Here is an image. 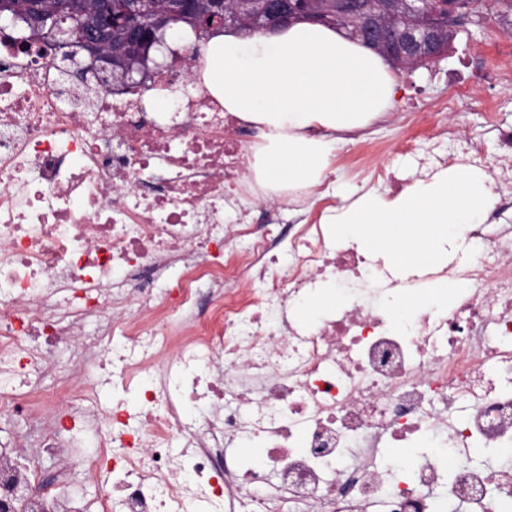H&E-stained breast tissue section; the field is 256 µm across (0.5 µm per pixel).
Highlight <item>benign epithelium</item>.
<instances>
[{"label":"benign epithelium","instance_id":"7a95c632","mask_svg":"<svg viewBox=\"0 0 512 512\" xmlns=\"http://www.w3.org/2000/svg\"><path fill=\"white\" fill-rule=\"evenodd\" d=\"M267 3V31L298 21L326 26L339 22L350 24L358 40L383 53L396 66L420 62L426 40L433 45V52L426 61H435L445 53L444 26L436 22L433 0H406L404 7L417 18L426 20V25L403 30L392 26L382 14L359 6V0H311L303 8L298 7L296 0H267ZM94 11L98 14L99 26L86 37L77 23L78 15L67 18L52 6L25 18L0 12V29L15 27L24 21L36 34L47 32L55 44L68 49L65 57L78 72L90 71L98 84L110 88L144 83L150 66H159L152 58L153 51L164 44L166 32L178 19L209 30L245 22L238 10L224 8V0H210L207 12L201 16L194 13L192 0H182L176 6H162L157 0H129L121 15L112 13V0H97ZM116 34L122 36V47L115 52L112 36ZM80 49L89 57L85 66L77 60Z\"/></svg>","mask_w":512,"mask_h":512}]
</instances>
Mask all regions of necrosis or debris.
Returning <instances> with one entry per match:
<instances>
[{"mask_svg": "<svg viewBox=\"0 0 512 512\" xmlns=\"http://www.w3.org/2000/svg\"><path fill=\"white\" fill-rule=\"evenodd\" d=\"M149 85L167 111L136 88L66 86L47 40L22 51L0 30V374L59 378L37 394L1 388L0 414L49 409L40 455H66L95 425L81 462L109 476L91 506L67 483L49 494L32 455L15 453L0 464V512H446L451 500L512 512V478L472 459L512 450V238L490 225L502 205L473 231V258L402 282L318 220L287 240L254 234L255 204L329 203L330 179L265 184L257 128L197 70ZM409 154V167L370 170L364 190L395 196L478 164L466 147ZM175 265L183 277L157 292ZM439 274L463 284L451 301L430 286ZM331 278L348 306L290 321V301ZM398 286L416 298L399 329ZM106 368L125 397L104 405L79 382ZM235 437L264 458L226 455Z\"/></svg>", "mask_w": 512, "mask_h": 512, "instance_id": "necrosis-or-debris-1", "label": "necrosis or debris"}]
</instances>
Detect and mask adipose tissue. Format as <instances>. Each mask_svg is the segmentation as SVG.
<instances>
[{
  "mask_svg": "<svg viewBox=\"0 0 512 512\" xmlns=\"http://www.w3.org/2000/svg\"><path fill=\"white\" fill-rule=\"evenodd\" d=\"M201 78L225 111L263 132L261 176L307 187L329 166L327 131H352L394 105L397 82L384 58L316 24L209 41Z\"/></svg>",
  "mask_w": 512,
  "mask_h": 512,
  "instance_id": "1",
  "label": "adipose tissue"
}]
</instances>
